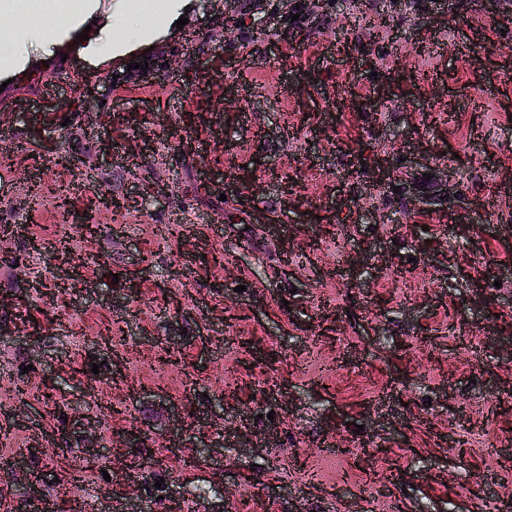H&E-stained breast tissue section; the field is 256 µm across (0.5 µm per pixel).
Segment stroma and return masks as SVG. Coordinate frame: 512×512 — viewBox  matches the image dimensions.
Segmentation results:
<instances>
[{"label":"stroma","instance_id":"obj_1","mask_svg":"<svg viewBox=\"0 0 512 512\" xmlns=\"http://www.w3.org/2000/svg\"><path fill=\"white\" fill-rule=\"evenodd\" d=\"M111 3L0 92V225L23 227L7 249L68 238L86 283L43 316L35 284L59 261L0 266V449L42 446L28 476L0 478V512H34L30 476L48 501L112 512L159 477L162 512H512V11L362 0L394 32L343 54L348 0H298L266 16L278 49L246 45L239 76L224 0H183V29L99 68L98 28L124 39ZM78 74L112 151L84 126ZM61 153L127 204L91 237L51 220ZM93 414L104 439H145L113 449L108 485L78 443ZM239 426L252 447L226 442Z\"/></svg>","mask_w":512,"mask_h":512}]
</instances>
